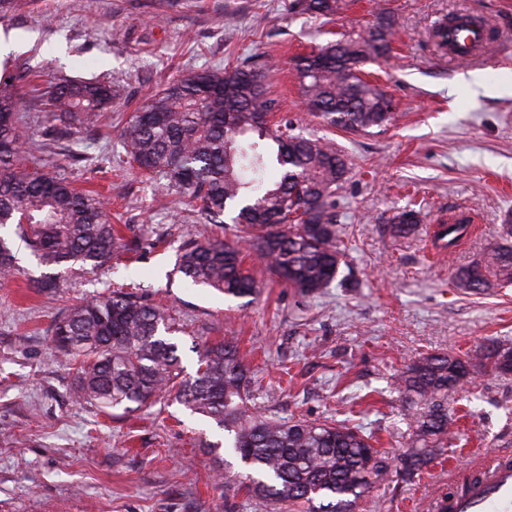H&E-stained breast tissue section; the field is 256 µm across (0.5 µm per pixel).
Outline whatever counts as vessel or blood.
I'll use <instances>...</instances> for the list:
<instances>
[{
    "label": "vessel or blood",
    "mask_w": 512,
    "mask_h": 512,
    "mask_svg": "<svg viewBox=\"0 0 512 512\" xmlns=\"http://www.w3.org/2000/svg\"><path fill=\"white\" fill-rule=\"evenodd\" d=\"M460 21L461 28L448 31L449 58L466 60L479 56L486 44L483 27L468 11L461 12ZM441 506L446 512H512V459L486 454L475 476Z\"/></svg>",
    "instance_id": "obj_1"
}]
</instances>
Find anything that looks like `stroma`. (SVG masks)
I'll return each mask as SVG.
<instances>
[{
    "mask_svg": "<svg viewBox=\"0 0 512 512\" xmlns=\"http://www.w3.org/2000/svg\"><path fill=\"white\" fill-rule=\"evenodd\" d=\"M288 3L16 0L0 13V32L19 40L0 58V74L14 76L21 128L34 135L26 153L51 175L101 190L136 246L118 265L74 271L58 295L37 288L47 269L18 247L19 272L0 285V512H262L215 476L200 443L222 432L173 398L126 418L73 400L77 364L57 356L51 326L73 303L123 285L167 305L181 328L185 372L197 369L194 343H237L252 371L250 406L282 418H352L391 455L405 450L411 418L424 411L397 385L412 359L512 346V284L481 293L453 284L458 270L504 241L512 217V0H351L327 24L289 12ZM467 8L501 35L484 58L457 65L429 33ZM383 13L394 20L393 55L363 70L392 97L393 124L380 133L323 126L302 103L294 57ZM237 65L268 70L280 114L333 139L347 159L336 198L346 263L321 294H295L253 255L246 265L264 288L246 305L174 274L183 241L230 239L236 228L158 189L120 136L131 113L172 80ZM473 72L488 89L468 87ZM68 78L111 83L112 110L98 128L58 133L45 91ZM407 205L421 222L411 237L392 238L388 221ZM460 211L473 234L452 254L431 253V226ZM448 408L460 434L445 461L411 482L393 470L373 479L356 512H433L481 453L512 456V375L479 373L449 395Z\"/></svg>",
    "mask_w": 512,
    "mask_h": 512,
    "instance_id": "35a3bbf8",
    "label": "stroma"
}]
</instances>
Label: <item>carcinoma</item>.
Here are the masks:
<instances>
[{
    "label": "carcinoma",
    "mask_w": 512,
    "mask_h": 512,
    "mask_svg": "<svg viewBox=\"0 0 512 512\" xmlns=\"http://www.w3.org/2000/svg\"><path fill=\"white\" fill-rule=\"evenodd\" d=\"M343 0H290L288 11L330 19ZM432 32L437 48L448 25ZM393 20L384 16L360 34L343 33L295 58L307 110L347 132L381 128L393 120V102L361 76L360 66L387 58ZM13 75L0 76V228L14 224L45 267L68 273L95 270L130 251L104 199L44 173L22 158L19 105ZM52 115L96 126L112 108V86L64 79L48 92ZM278 108L266 73L245 66L190 72L157 92L123 126L132 161L165 187L176 188L215 220L226 213L248 230L233 240L186 242L174 270L192 286L226 297H254L257 280L245 266L254 253L297 294H320L335 280L345 252L336 220V195L347 160L334 141L294 133L292 122H268ZM421 222L407 208L388 226L407 237ZM467 220L443 225V249L453 251L468 233ZM17 272L11 239L0 235V282ZM512 283V246L488 247L482 262L460 270L458 287L479 293ZM174 323L167 309L134 292L116 290L68 308L53 328L58 355L79 360L74 398L106 412L137 411L173 394L191 413L224 431L206 444L218 468L226 447L246 471L236 480L265 512H354L370 480L394 468L411 481L450 447L453 418L448 393L477 369L512 373V347L491 344L470 353L450 351L412 361L400 386L428 410L413 421L408 451L399 457L375 447L374 436L344 420L282 419L247 405L252 377L237 345L222 340L198 346L195 374L182 375Z\"/></svg>",
    "instance_id": "carcinoma-1"
}]
</instances>
